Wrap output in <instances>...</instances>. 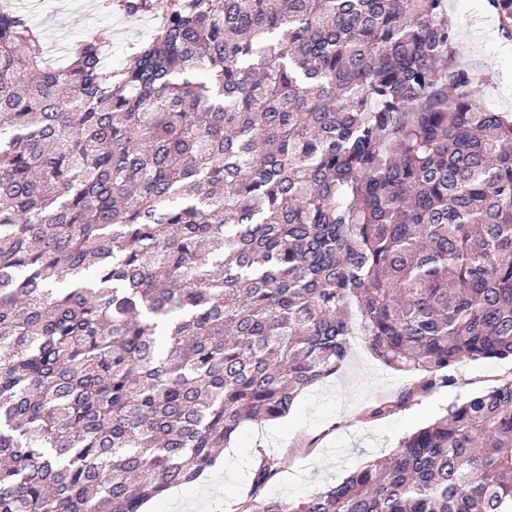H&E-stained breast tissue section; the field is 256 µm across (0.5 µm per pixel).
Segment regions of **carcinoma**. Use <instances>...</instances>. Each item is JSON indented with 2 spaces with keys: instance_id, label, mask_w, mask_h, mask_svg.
Segmentation results:
<instances>
[{
  "instance_id": "1",
  "label": "carcinoma",
  "mask_w": 512,
  "mask_h": 512,
  "mask_svg": "<svg viewBox=\"0 0 512 512\" xmlns=\"http://www.w3.org/2000/svg\"><path fill=\"white\" fill-rule=\"evenodd\" d=\"M512 31V0H485ZM116 69L0 7V512H140L336 373L512 358V116L446 0H97ZM412 394L377 402L370 417ZM245 512H512V378Z\"/></svg>"
}]
</instances>
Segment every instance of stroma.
Instances as JSON below:
<instances>
[{"mask_svg":"<svg viewBox=\"0 0 512 512\" xmlns=\"http://www.w3.org/2000/svg\"><path fill=\"white\" fill-rule=\"evenodd\" d=\"M14 2L45 32L51 54L89 29L107 31L117 47L141 39L153 25L146 16L131 22L118 13L99 12L94 0ZM448 16L456 31L452 48L457 60L486 75L483 105L512 113V49H504L499 39L496 16L477 11L471 20H463L459 0H448ZM351 343L346 363L308 389L287 417L245 423L232 436L219 474L201 478L209 490L221 493L217 506L208 512H237L263 457H276L281 464L261 498L296 500L342 481L375 458L395 453L403 438L443 415L449 405L512 377L511 360L467 359L451 367L454 380L448 386L416 396L402 411L369 421L363 415L366 407L415 387L419 377L381 364L362 337H352Z\"/></svg>","mask_w":512,"mask_h":512,"instance_id":"35a3bbf8","label":"stroma"}]
</instances>
